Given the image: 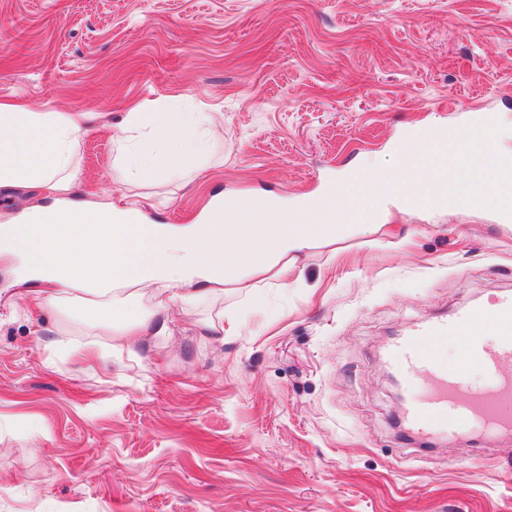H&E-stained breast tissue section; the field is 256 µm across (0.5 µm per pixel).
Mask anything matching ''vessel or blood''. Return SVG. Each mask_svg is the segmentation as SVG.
Listing matches in <instances>:
<instances>
[{
  "mask_svg": "<svg viewBox=\"0 0 512 512\" xmlns=\"http://www.w3.org/2000/svg\"><path fill=\"white\" fill-rule=\"evenodd\" d=\"M388 199L383 183L363 186V201L351 210L338 209L330 193L320 197L322 221L339 224H375ZM506 326L494 343L464 336L465 328L484 319ZM462 339L464 361L440 359L437 350L451 339ZM385 355L395 373L412 390L406 421L420 435L456 433L476 426L487 434L512 429V294L497 296L490 304L460 308L446 321H425L394 339ZM476 362L489 381L471 382L469 362Z\"/></svg>",
  "mask_w": 512,
  "mask_h": 512,
  "instance_id": "b4317fda",
  "label": "vessel or blood"
}]
</instances>
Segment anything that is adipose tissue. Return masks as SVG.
<instances>
[{
    "mask_svg": "<svg viewBox=\"0 0 512 512\" xmlns=\"http://www.w3.org/2000/svg\"><path fill=\"white\" fill-rule=\"evenodd\" d=\"M94 120L87 112H34L0 101V187L40 189L51 204L18 223L0 224V271L4 289H20L39 309L66 310L71 317L95 311L111 318V336L122 346L168 332L175 307H194L222 293L225 285L273 274L284 279L302 255L357 232L374 233V224H300L272 217L269 194L210 205L189 224H128L125 204L90 207L71 202L80 179L76 148ZM208 112L127 113L124 125L146 132L129 150L114 138L115 161L131 179L155 176L152 153L162 147L164 171L179 178L208 150ZM430 149L428 164L396 174L359 171L357 180L336 185L342 206H353L363 183L379 181L408 191L434 192L445 185V170L471 171L497 133L485 129L465 150L442 151L451 128L420 129Z\"/></svg>",
    "mask_w": 512,
    "mask_h": 512,
    "instance_id": "ef3b65f1",
    "label": "adipose tissue"
}]
</instances>
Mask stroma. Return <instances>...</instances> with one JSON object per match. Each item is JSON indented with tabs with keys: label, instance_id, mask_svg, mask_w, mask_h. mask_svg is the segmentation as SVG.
I'll return each mask as SVG.
<instances>
[{
	"label": "stroma",
	"instance_id": "obj_1",
	"mask_svg": "<svg viewBox=\"0 0 512 512\" xmlns=\"http://www.w3.org/2000/svg\"><path fill=\"white\" fill-rule=\"evenodd\" d=\"M0 100L92 112L75 199L136 196L188 224L215 194L294 202L482 104L512 151V0H0ZM138 106L211 112L199 171L128 180ZM261 304L228 288L105 365V324L0 298V512H512V435L400 426L383 353L408 327L512 292V230L469 203L393 211L313 250ZM238 318L220 338L201 320Z\"/></svg>",
	"mask_w": 512,
	"mask_h": 512
}]
</instances>
